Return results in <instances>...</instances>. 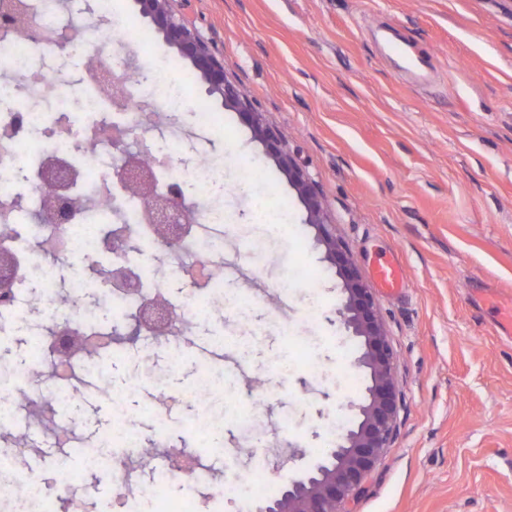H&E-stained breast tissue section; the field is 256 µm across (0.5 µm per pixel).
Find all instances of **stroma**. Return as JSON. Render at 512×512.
<instances>
[{"mask_svg":"<svg viewBox=\"0 0 512 512\" xmlns=\"http://www.w3.org/2000/svg\"><path fill=\"white\" fill-rule=\"evenodd\" d=\"M238 85L286 150L316 184L332 230L371 288L396 356V430L363 484L351 512H512V338L500 335L499 314L512 307V0H171ZM402 40L426 59L405 75L390 51ZM163 63L187 100L207 102L221 124L191 127L187 112L157 101L159 123L189 132L181 157L224 160V256L242 278L224 281L223 314L193 334L140 337L108 359L113 394L142 443L162 432L176 445L205 454L209 442L192 424L202 406L247 405L263 394L251 425L231 421L216 455V477L247 475L267 461L265 480L281 487L328 444L323 428L366 396L368 369L357 367V340L339 317L342 283L306 224L288 180L237 113L206 97L198 74L176 48L156 38L139 49L118 37L101 59L114 72L132 59ZM90 56L64 52L47 59L57 89L29 95L22 84L0 96V113L86 110L83 79ZM397 258L402 290L387 294L372 277L377 258ZM127 267L154 272V287L174 305L188 288L153 248L125 254ZM311 282H295L296 267ZM263 292L240 310L236 296ZM305 337L290 349L286 331ZM223 336L224 353L243 370L209 403L188 398L201 371L198 347ZM182 362L171 368L172 353ZM75 422L86 448L112 426L110 396L95 395ZM274 448L284 457H271ZM213 453V452H212ZM35 475L84 481L70 449L32 462ZM93 512H178L185 487L168 480L158 501L136 505L117 497L106 471Z\"/></svg>","mask_w":512,"mask_h":512,"instance_id":"stroma-1","label":"stroma"}]
</instances>
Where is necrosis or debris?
<instances>
[{
    "label": "necrosis or debris",
    "instance_id": "4bbe7bcc",
    "mask_svg": "<svg viewBox=\"0 0 512 512\" xmlns=\"http://www.w3.org/2000/svg\"><path fill=\"white\" fill-rule=\"evenodd\" d=\"M19 31L0 29V63L29 90L55 88L56 72L34 67L35 56L72 50L79 30L60 14H49L42 0H25ZM156 78L151 91L139 80L128 79L108 90L104 83L87 77L85 84L96 97L113 107L111 120L78 119L71 112L0 113V251L13 261L0 266V334L20 320L32 302L42 306V325L33 345L36 353L49 356L47 370L39 379L38 395L46 404L40 424L52 425V438L63 448L77 445L73 427H55L57 411L77 408L74 384L88 369L103 371V362L87 366L69 350L68 338L85 336L98 353L115 347L111 325L94 321L95 313H125L150 304L143 283L134 290L114 285L111 277L95 280L84 265L85 257L107 252L121 259V250L132 244L156 243L148 221L150 201L119 194L111 179L93 177L101 159H118L129 153L130 137L153 129L157 114L148 108L149 92L159 93L174 109L185 105L178 87L159 64H152ZM164 154L142 152L140 166L157 174L173 193L184 195L190 209L189 228L170 243H156L163 263L176 264L190 287L180 307L166 306L171 324L168 335L179 336L194 329L215 311L214 297L224 293L223 266L217 260L223 239L217 228L224 221L218 208L205 200L224 189V165L200 161L192 167L169 166L170 157L183 149V141L172 137ZM66 168L72 180L86 179L90 204L82 208L72 202L71 192L48 184L42 174L49 165ZM69 266L73 276L67 289L57 286L59 266ZM26 449L14 452L11 462H0V498L12 501L16 512H59L62 502L73 497L72 483L46 488L42 479L23 473L18 459Z\"/></svg>",
    "mask_w": 512,
    "mask_h": 512
}]
</instances>
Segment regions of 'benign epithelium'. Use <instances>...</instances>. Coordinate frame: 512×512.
Masks as SVG:
<instances>
[{"mask_svg": "<svg viewBox=\"0 0 512 512\" xmlns=\"http://www.w3.org/2000/svg\"><path fill=\"white\" fill-rule=\"evenodd\" d=\"M169 2L133 0V5L137 14L190 62L205 85V92L239 114L254 139L263 144L267 156L288 176L290 186L306 210V223L317 229V242L325 249V259L342 280L345 300L339 315L351 336L360 340L363 352L359 364L370 371L371 384L366 388L364 401L352 405L360 416L357 426L340 433L333 448L305 468L279 495L255 504L253 512H348V504L358 496L363 480L389 447L395 428L394 357L387 334L376 312L371 289L361 282L350 255L332 232L316 184L298 167L284 149L280 135L263 122L261 113L246 94L227 80L224 62L183 18L170 10ZM138 166L137 160L128 159L115 176L119 182L152 197L155 177L151 172L141 173ZM172 211H187L182 199L166 197L148 213L149 223L156 225L158 236L165 243L174 233V226L169 224Z\"/></svg>", "mask_w": 512, "mask_h": 512, "instance_id": "benign-epithelium-1", "label": "benign epithelium"}]
</instances>
